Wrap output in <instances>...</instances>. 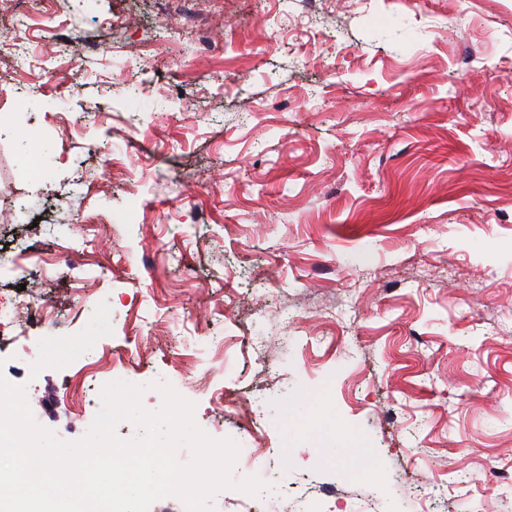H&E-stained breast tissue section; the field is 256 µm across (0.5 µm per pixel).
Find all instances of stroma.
<instances>
[{
  "instance_id": "obj_1",
  "label": "stroma",
  "mask_w": 512,
  "mask_h": 512,
  "mask_svg": "<svg viewBox=\"0 0 512 512\" xmlns=\"http://www.w3.org/2000/svg\"><path fill=\"white\" fill-rule=\"evenodd\" d=\"M1 214L47 315L0 374L58 438L96 366L190 374L262 512H512V0H0Z\"/></svg>"
}]
</instances>
